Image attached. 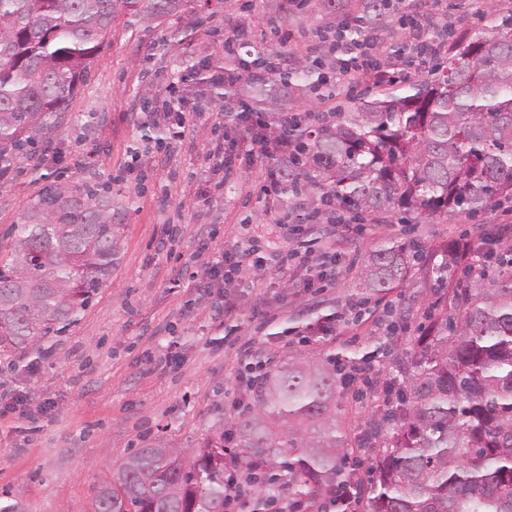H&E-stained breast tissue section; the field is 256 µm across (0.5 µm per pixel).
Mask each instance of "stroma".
I'll return each instance as SVG.
<instances>
[{"label":"stroma","mask_w":512,"mask_h":512,"mask_svg":"<svg viewBox=\"0 0 512 512\" xmlns=\"http://www.w3.org/2000/svg\"><path fill=\"white\" fill-rule=\"evenodd\" d=\"M283 2L224 0L215 15L199 9L150 24L117 20L68 112L35 144L8 151L0 245H8L12 226L24 222L49 184L72 191L108 184L124 227L111 276L74 324L32 350L0 348V502L23 512H95L96 488L143 444L202 447L238 414L244 347L269 369L315 354L367 360L370 385L357 382L337 394L336 417L358 442L385 407L386 380L398 375L392 354L409 347L434 299L419 270L401 291L366 298L355 286L358 262L384 239L416 240L432 253L490 228L512 244V213L499 209L431 222L382 213L361 224L283 230L288 203L266 197L265 157L239 153L228 173L207 164L209 147L247 128L238 112L214 104L224 90L211 77L224 68L225 31L241 29L251 50L280 46L294 60L319 43L322 19L302 13L290 21L288 43L278 44L271 29ZM454 2L420 0V8L458 37L480 27L479 10L512 14V0H470L466 12ZM171 92L193 118L181 134L162 138L143 103ZM217 181L222 195L203 198ZM258 237L289 264L333 263L332 285L308 287L298 273L275 287L270 274L251 267L229 278L214 273L224 252ZM184 265L194 282L179 278ZM228 304L236 310L230 318ZM319 315L332 316L331 328L309 335ZM400 315L409 330L390 335Z\"/></svg>","instance_id":"stroma-1"}]
</instances>
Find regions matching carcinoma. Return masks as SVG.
I'll use <instances>...</instances> for the list:
<instances>
[{
    "instance_id": "carcinoma-1",
    "label": "carcinoma",
    "mask_w": 512,
    "mask_h": 512,
    "mask_svg": "<svg viewBox=\"0 0 512 512\" xmlns=\"http://www.w3.org/2000/svg\"><path fill=\"white\" fill-rule=\"evenodd\" d=\"M223 0H0V147L34 141L67 111L123 16L154 21ZM345 54L386 28L405 0H305ZM324 62L302 60L257 77L239 55L227 83L251 111L291 113L300 147L284 192L307 188L356 215L400 208L434 220L476 217L512 203V15L488 14L423 79L390 77L349 112L314 125L299 111L324 86ZM120 215L98 185L44 188L0 253V346L25 350L73 324L112 273ZM426 265L418 242L383 240L363 261L359 288L387 295L428 267L433 313L396 357L402 381L366 425L354 456L336 419L344 384L336 358L291 359L266 372L251 403L202 448L136 449L98 487L95 512H224V452L257 485L255 508L288 488V512H512V246L489 230L467 249L445 247ZM367 464V478L349 467Z\"/></svg>"
}]
</instances>
